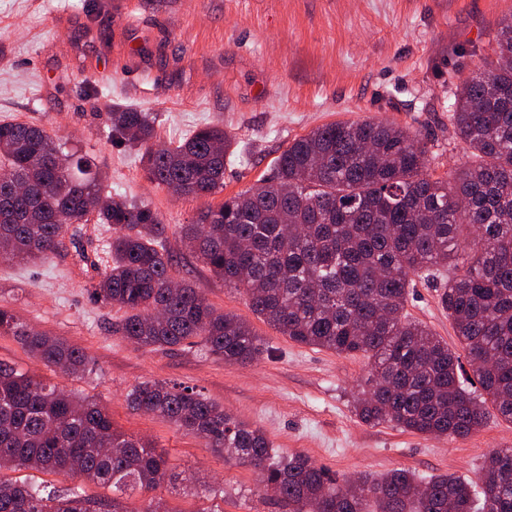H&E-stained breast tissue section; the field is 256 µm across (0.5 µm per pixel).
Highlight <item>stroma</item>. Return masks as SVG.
I'll use <instances>...</instances> for the list:
<instances>
[{
    "label": "stroma",
    "mask_w": 512,
    "mask_h": 512,
    "mask_svg": "<svg viewBox=\"0 0 512 512\" xmlns=\"http://www.w3.org/2000/svg\"><path fill=\"white\" fill-rule=\"evenodd\" d=\"M511 18L512 0H0V121L36 123L94 156L107 191L149 204L168 224L181 277L218 311L249 320L267 345L254 363L229 365L193 348L139 349L114 335L120 310L90 288L109 263L101 243L110 233L92 218L82 226L88 262L68 243L42 264L0 260V305L88 355L84 376L57 372L51 381L97 396L115 427L165 453L179 475L158 491L171 512L282 508L273 496H254L249 466L133 411L128 393L150 380L197 387L260 428L279 456L306 455L340 482L393 469L474 480L490 451L512 448V421L497 414L464 438L362 422L353 404L367 359L280 336L179 239L180 225L249 190L288 144L330 122L374 118L404 127L429 142L430 173L445 176L468 159L448 120L455 86L494 60ZM115 104L155 113L164 144L206 125L231 131L237 156L224 168L223 191L196 199L151 183L136 149L112 139ZM454 274L417 281L406 312L458 353L438 298ZM188 477L223 488V497L188 495Z\"/></svg>",
    "instance_id": "35a3bbf8"
}]
</instances>
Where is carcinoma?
I'll use <instances>...</instances> for the list:
<instances>
[{
  "mask_svg": "<svg viewBox=\"0 0 512 512\" xmlns=\"http://www.w3.org/2000/svg\"><path fill=\"white\" fill-rule=\"evenodd\" d=\"M454 138L469 160L429 173L427 143L382 120L331 122L294 140L244 194L182 226L188 252L224 285L244 290L256 318L298 345L368 360L354 399L365 423L420 435L466 437L494 409L512 421V60L477 68L454 93ZM112 138L138 148L147 178L186 197L224 189L233 136L219 126L157 144L151 112L114 106ZM112 226L111 265L93 296L124 315L112 333L141 348L198 346L247 365L265 343L250 323L219 313L176 277L168 226L144 203L105 192L94 158L66 154L41 126L0 122V256L45 262L68 237L80 244L87 206ZM461 268L439 293L483 396L460 379L459 357L406 314L413 277ZM0 335L17 339L52 372H84L83 349L23 326L0 306ZM136 412L201 436L224 458L260 474L283 512H512V448L486 455L478 481L422 479L404 469L342 484L303 455L280 459L264 432L197 388L144 383ZM69 475L109 487L51 488L0 476V512H169L153 499L130 509L120 495L175 477L163 455L113 427L98 400L0 363V472Z\"/></svg>",
  "mask_w": 512,
  "mask_h": 512,
  "instance_id": "1",
  "label": "carcinoma"
}]
</instances>
